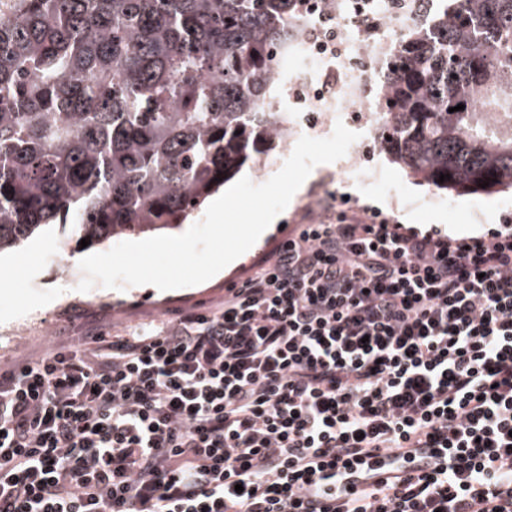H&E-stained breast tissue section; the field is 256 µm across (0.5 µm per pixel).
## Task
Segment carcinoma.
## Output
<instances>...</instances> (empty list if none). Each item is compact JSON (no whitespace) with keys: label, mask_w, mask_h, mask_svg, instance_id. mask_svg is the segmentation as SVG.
<instances>
[{"label":"carcinoma","mask_w":512,"mask_h":512,"mask_svg":"<svg viewBox=\"0 0 512 512\" xmlns=\"http://www.w3.org/2000/svg\"><path fill=\"white\" fill-rule=\"evenodd\" d=\"M302 2L0 0V252L52 224L92 247L178 229L286 148L265 101ZM425 2L384 75L379 147L438 190L511 189L512 135L488 137L471 99L512 109V0Z\"/></svg>","instance_id":"1"}]
</instances>
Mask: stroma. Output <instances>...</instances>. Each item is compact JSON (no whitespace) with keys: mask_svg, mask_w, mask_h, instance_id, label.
Instances as JSON below:
<instances>
[{"mask_svg":"<svg viewBox=\"0 0 512 512\" xmlns=\"http://www.w3.org/2000/svg\"><path fill=\"white\" fill-rule=\"evenodd\" d=\"M347 164L343 158L316 166L281 213L280 226L272 227L220 274L195 286L170 291L149 285L123 290L97 286L79 292V261L85 250L68 225L45 227L21 247L1 252L0 365L38 354L57 336H83L104 325L120 329L218 303L225 288L251 275L287 239L290 229L330 200L342 210L368 207L404 227L438 230L451 237L484 235L512 221L511 190L464 196L431 190L381 153L376 166L386 190L371 193L347 173Z\"/></svg>","mask_w":512,"mask_h":512,"instance_id":"35a3bbf8","label":"stroma"}]
</instances>
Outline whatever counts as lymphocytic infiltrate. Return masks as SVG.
Masks as SVG:
<instances>
[{
	"label": "lymphocytic infiltrate",
	"mask_w": 512,
	"mask_h": 512,
	"mask_svg": "<svg viewBox=\"0 0 512 512\" xmlns=\"http://www.w3.org/2000/svg\"><path fill=\"white\" fill-rule=\"evenodd\" d=\"M0 512H512V227L327 212L221 303L0 368Z\"/></svg>",
	"instance_id": "f902f5d3"
}]
</instances>
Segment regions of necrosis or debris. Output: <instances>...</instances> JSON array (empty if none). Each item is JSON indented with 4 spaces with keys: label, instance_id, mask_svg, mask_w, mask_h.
Wrapping results in <instances>:
<instances>
[{
    "label": "necrosis or debris",
    "instance_id": "1",
    "mask_svg": "<svg viewBox=\"0 0 512 512\" xmlns=\"http://www.w3.org/2000/svg\"><path fill=\"white\" fill-rule=\"evenodd\" d=\"M423 19L420 0H306L304 19L275 81L289 140L342 120L364 162L385 123L382 73L396 41Z\"/></svg>",
    "mask_w": 512,
    "mask_h": 512
}]
</instances>
